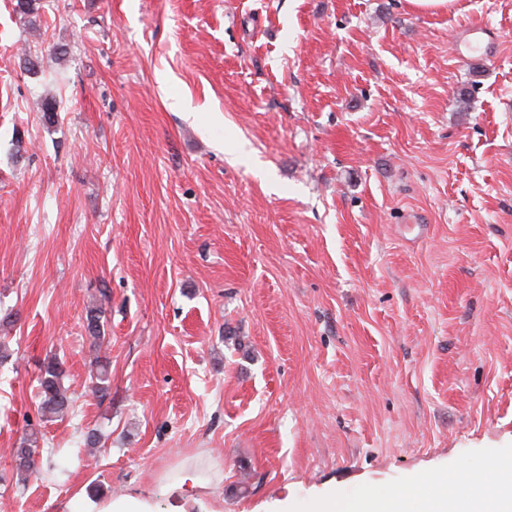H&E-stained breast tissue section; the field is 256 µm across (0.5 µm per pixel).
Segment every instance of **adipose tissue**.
Segmentation results:
<instances>
[{"label": "adipose tissue", "mask_w": 512, "mask_h": 512, "mask_svg": "<svg viewBox=\"0 0 512 512\" xmlns=\"http://www.w3.org/2000/svg\"><path fill=\"white\" fill-rule=\"evenodd\" d=\"M479 490L462 493L456 473L416 479L404 492L368 490L353 500L324 498L315 512H512V485L480 477Z\"/></svg>", "instance_id": "1"}]
</instances>
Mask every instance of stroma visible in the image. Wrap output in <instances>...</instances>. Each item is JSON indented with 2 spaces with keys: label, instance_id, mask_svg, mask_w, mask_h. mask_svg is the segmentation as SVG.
<instances>
[{
  "label": "stroma",
  "instance_id": "35a3bbf8",
  "mask_svg": "<svg viewBox=\"0 0 512 512\" xmlns=\"http://www.w3.org/2000/svg\"><path fill=\"white\" fill-rule=\"evenodd\" d=\"M37 4L0 0V512H311L512 457V0ZM66 374L64 361L57 355L45 359L39 368V410L43 417H64L73 401L63 384ZM38 437L36 432L26 433L20 440L19 446L13 448L15 468L20 476L34 472L36 469V457L39 454ZM148 504L133 497H123L115 501L92 502L85 498L71 501L67 512H152Z\"/></svg>",
  "mask_w": 512,
  "mask_h": 512
}]
</instances>
